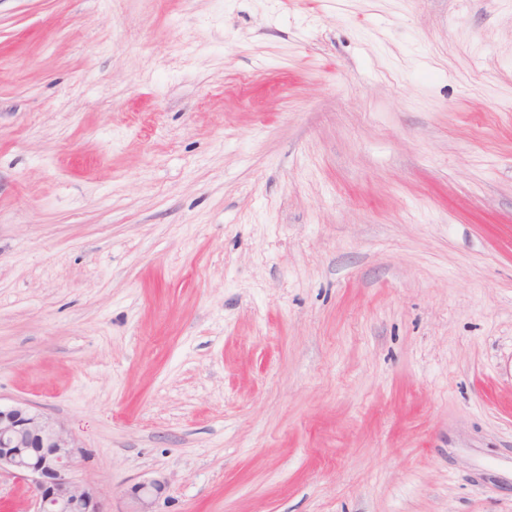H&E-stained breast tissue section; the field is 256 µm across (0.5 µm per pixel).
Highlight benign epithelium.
Here are the masks:
<instances>
[{"label":"benign epithelium","instance_id":"1","mask_svg":"<svg viewBox=\"0 0 512 512\" xmlns=\"http://www.w3.org/2000/svg\"><path fill=\"white\" fill-rule=\"evenodd\" d=\"M86 457L77 438L49 414L27 403L0 404V470L31 481L36 512H108L102 494L72 476ZM163 491L157 481L133 487L137 512H152L154 499Z\"/></svg>","mask_w":512,"mask_h":512}]
</instances>
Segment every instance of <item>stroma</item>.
<instances>
[{
    "label": "stroma",
    "mask_w": 512,
    "mask_h": 512,
    "mask_svg": "<svg viewBox=\"0 0 512 512\" xmlns=\"http://www.w3.org/2000/svg\"><path fill=\"white\" fill-rule=\"evenodd\" d=\"M108 512H512V0H0V403ZM165 487L157 481L140 483L132 488L131 493L140 505L135 512H153L150 510L153 501L164 491Z\"/></svg>",
    "instance_id": "1"
}]
</instances>
